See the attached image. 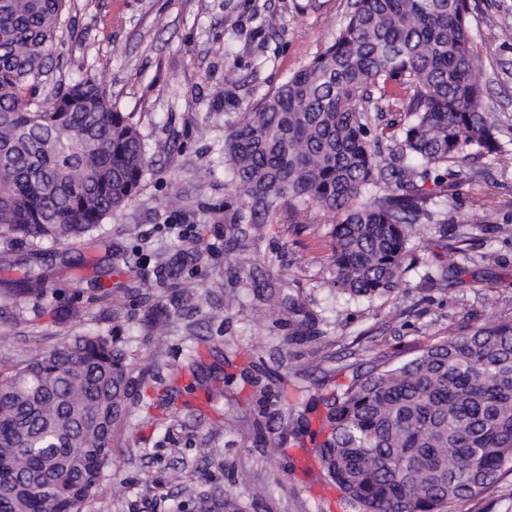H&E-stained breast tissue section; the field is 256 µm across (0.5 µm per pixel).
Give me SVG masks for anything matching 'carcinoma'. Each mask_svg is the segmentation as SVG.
I'll use <instances>...</instances> for the list:
<instances>
[{
	"mask_svg": "<svg viewBox=\"0 0 512 512\" xmlns=\"http://www.w3.org/2000/svg\"><path fill=\"white\" fill-rule=\"evenodd\" d=\"M71 0H0V237L77 248L133 201L147 160L138 129L91 77L41 96L52 38ZM467 0H355L324 52L239 113L224 130L226 188L244 197L230 231L257 232L308 200L343 219L333 232L336 292L372 296L401 286L414 262L411 227L448 214L452 167L497 149L475 78ZM397 112L370 133L368 113ZM401 165L379 168L378 144ZM442 194L424 188L428 180ZM27 269L22 293L45 288ZM285 345L317 338L292 321ZM203 352L189 349L160 388L159 425L201 393ZM150 368L114 352L112 337L72 336L0 368V512H82L112 467V435L137 374ZM292 446L314 456L353 512H448L512 474V320L433 340L409 360L379 363L305 407Z\"/></svg>",
	"mask_w": 512,
	"mask_h": 512,
	"instance_id": "obj_1",
	"label": "carcinoma"
}]
</instances>
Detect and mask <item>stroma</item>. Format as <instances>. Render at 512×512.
Here are the masks:
<instances>
[{
	"mask_svg": "<svg viewBox=\"0 0 512 512\" xmlns=\"http://www.w3.org/2000/svg\"><path fill=\"white\" fill-rule=\"evenodd\" d=\"M71 32L57 43L54 77L90 75L129 116L145 145L148 168L135 201L104 220L67 264L61 248L0 240V279L18 280L22 263L51 266L40 295L0 290V366L12 365L65 338L87 332L112 337L125 356L144 359L155 380L181 362L189 337L207 340L206 366L222 376L225 361L253 355L258 387L283 373L307 398L373 365L414 356L460 327L512 319V0H469L478 50L475 74L486 89L500 153L474 161L472 179L457 189L449 221L413 226L415 267L400 288L356 298L328 288L331 232L339 217L307 202L284 207L257 239L239 238L232 253L259 283L286 279L305 306L318 340L285 348L287 313H261L257 287L228 307L235 273L225 264V227L243 207L225 187L224 128L240 112L323 52L346 21L352 0H73ZM498 219L478 223L486 206ZM194 225L192 242L170 232ZM471 239L462 283L429 280L430 263L452 234ZM172 258L157 270L153 257ZM190 281L191 292L181 284ZM112 289L104 299L102 286ZM224 319L213 322L211 311ZM256 387L232 384L218 415L180 411L157 427L130 405L113 433L112 468L84 512H193L199 497L223 488L218 512H351L327 488L321 467H290L283 442L299 409ZM223 417L215 425V417ZM212 451L211 458L200 449ZM181 471V485L169 482ZM450 512H512V474L481 496L454 502Z\"/></svg>",
	"mask_w": 512,
	"mask_h": 512,
	"instance_id": "1",
	"label": "stroma"
}]
</instances>
